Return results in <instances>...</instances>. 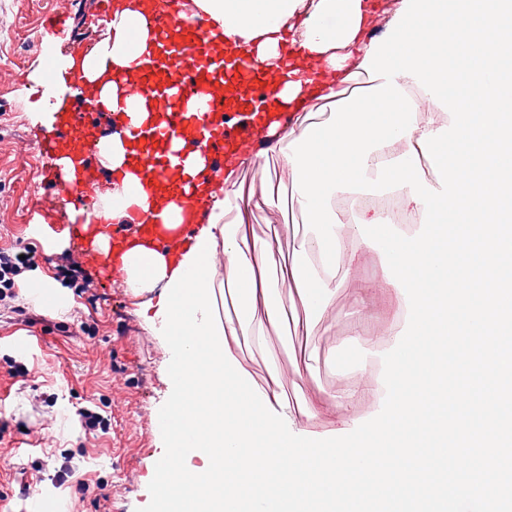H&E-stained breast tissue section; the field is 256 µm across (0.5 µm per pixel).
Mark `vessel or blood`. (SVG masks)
I'll use <instances>...</instances> for the list:
<instances>
[{
    "instance_id": "obj_1",
    "label": "vessel or blood",
    "mask_w": 512,
    "mask_h": 512,
    "mask_svg": "<svg viewBox=\"0 0 512 512\" xmlns=\"http://www.w3.org/2000/svg\"><path fill=\"white\" fill-rule=\"evenodd\" d=\"M139 12L155 30L162 56H141L119 76L127 94L150 90L145 111L116 120L100 91L76 79L63 98L57 121L39 135L37 153L46 184L92 197L110 186L115 174L97 160L99 144L120 122L127 144V168L135 172L159 207L176 203L183 221L166 224L134 215L128 224H107L79 216L66 224L81 257L96 262L103 278L121 273L122 257L135 247L175 255L197 219L210 206L216 187L210 179L232 153L255 149L263 124L274 120L278 74H260L247 50H224V34L199 23L174 19L159 11L156 0H139ZM192 153L204 168L187 174L184 159Z\"/></svg>"
}]
</instances>
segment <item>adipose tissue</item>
Masks as SVG:
<instances>
[{"label": "adipose tissue", "instance_id": "ef3b65f1", "mask_svg": "<svg viewBox=\"0 0 512 512\" xmlns=\"http://www.w3.org/2000/svg\"><path fill=\"white\" fill-rule=\"evenodd\" d=\"M136 7L135 0H118L105 38L84 60L71 55L55 65L51 79L65 82L80 64L85 79L92 81L104 65L121 71L130 68L140 54L149 52L154 44L153 29L139 19ZM179 8L181 19L223 30L225 42L249 50L263 70L280 71L296 53L305 59L304 69L288 72L279 84L278 96L288 116L285 121L267 125L256 159L278 154L280 148L300 137L309 112L368 84V73L361 66L370 47L365 34L378 19L369 0H181ZM223 191L232 210L218 221L213 234L224 256L225 277L237 294L239 318L253 319L262 309L270 319L281 320L284 306L274 298L270 283L254 262L258 256L273 261L274 247L268 240L250 241L246 227L255 211L286 205L284 184L265 172L259 187L228 181ZM131 209L145 214L152 211L146 192L129 174L113 183L101 215L120 224ZM179 265V258L137 249L123 258L126 284L137 294L168 283ZM280 271L305 314H322L329 300L328 284L298 259L282 262Z\"/></svg>", "mask_w": 512, "mask_h": 512}]
</instances>
